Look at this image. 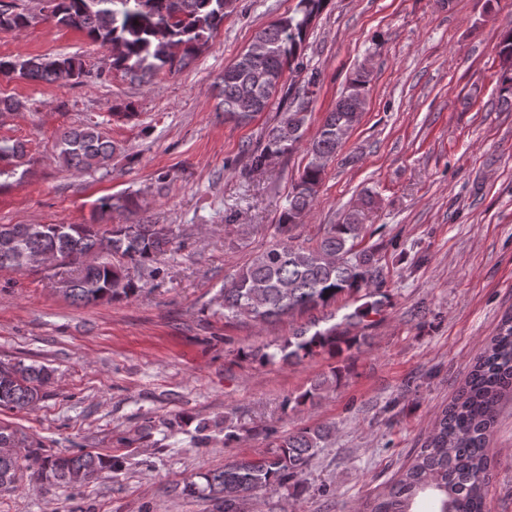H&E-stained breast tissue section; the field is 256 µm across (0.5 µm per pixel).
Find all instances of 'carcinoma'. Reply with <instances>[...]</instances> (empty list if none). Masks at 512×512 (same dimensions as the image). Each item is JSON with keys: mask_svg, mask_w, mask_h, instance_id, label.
<instances>
[{"mask_svg": "<svg viewBox=\"0 0 512 512\" xmlns=\"http://www.w3.org/2000/svg\"><path fill=\"white\" fill-rule=\"evenodd\" d=\"M235 0H49V17L58 26L74 28L91 41L110 49L111 67L133 81L149 82L163 72L182 70L224 25ZM326 0H298L296 9L258 31L248 48L224 67V115L245 123L265 111L285 85L286 71L302 66L301 53L312 21ZM34 17L0 6V30L21 32ZM498 55L499 101L512 106V27L502 36ZM0 75L31 81L70 83L86 75L76 56H31L23 60L0 58ZM313 72L304 85L288 88V110L266 135L262 148L251 151L249 166L261 171L269 159L295 149L303 141L311 111ZM369 75L356 70L344 94L328 112L315 138L306 147L307 162L292 184L288 208L279 218L280 239L254 256L224 282V318L249 317L272 322L285 314L324 307L339 294L357 296L362 303L340 321L321 327L313 322L297 329L276 347L251 353L262 364L290 365L321 353L331 356L358 348L368 336L356 332L371 327L370 316L387 303L372 247L359 248L364 225L361 209L353 208L338 224H329L316 244L293 243L291 232L311 210L322 174L342 145L345 133L360 122L367 98ZM116 147L99 125L84 124L63 132L56 144L57 159L77 170L105 168ZM137 207L131 196L99 199L90 224H0V270L20 271L27 256L51 248L71 263L90 251L107 249L109 258L98 266L79 269L65 282V298L74 303L112 301L136 295L141 286L134 271L173 243L163 224H114L99 221L114 208ZM341 371L315 380L304 391L288 396L285 405H314L325 397ZM52 371L44 365L0 361V410L22 411L45 396ZM512 401V313L505 315L471 366L454 399L442 408L418 448L386 488L362 505V512H415L414 504L427 499L431 512H485L491 468L489 448L505 403ZM332 435L329 427L302 428L278 439L253 457L236 459L202 474L203 485L188 482L184 491L200 494L241 512L244 501L261 491L276 490L303 481L317 451ZM24 444L19 431L0 421V446ZM28 462L37 479L82 485L117 460L98 452L46 454L36 447L23 458L0 456V488L14 486L19 461Z\"/></svg>", "mask_w": 512, "mask_h": 512, "instance_id": "1", "label": "carcinoma"}]
</instances>
